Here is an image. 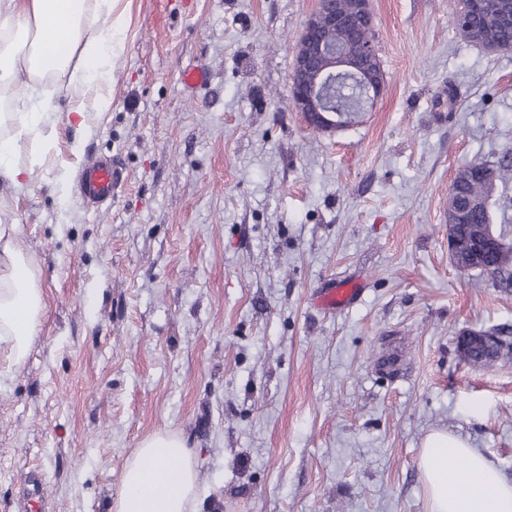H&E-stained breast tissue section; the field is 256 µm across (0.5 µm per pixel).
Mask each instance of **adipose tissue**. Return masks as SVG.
Returning a JSON list of instances; mask_svg holds the SVG:
<instances>
[{
    "mask_svg": "<svg viewBox=\"0 0 512 512\" xmlns=\"http://www.w3.org/2000/svg\"><path fill=\"white\" fill-rule=\"evenodd\" d=\"M118 0H0V93L24 87L0 134V175L27 186L56 132L59 79L70 100L95 94L98 111L111 105L102 86L120 53L125 16ZM16 224L0 225V369L21 367L46 316L38 273L20 245ZM419 469L430 512H512V481L461 435L431 432ZM198 493L194 454L186 441L161 431L141 441L123 464L112 512H193Z\"/></svg>",
    "mask_w": 512,
    "mask_h": 512,
    "instance_id": "adipose-tissue-1",
    "label": "adipose tissue"
}]
</instances>
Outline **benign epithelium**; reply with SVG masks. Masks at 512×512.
Instances as JSON below:
<instances>
[{"mask_svg": "<svg viewBox=\"0 0 512 512\" xmlns=\"http://www.w3.org/2000/svg\"><path fill=\"white\" fill-rule=\"evenodd\" d=\"M359 12L347 16L336 11L334 0H318V6L304 24L300 39L294 48L290 99L310 127L329 131L347 123L348 114L335 108L328 100L326 90L332 79L341 74L353 75L363 91V103L375 100L384 87L382 70L373 65L376 57L373 44L362 48L358 56H350L344 47L331 45L323 31L335 29L349 41L357 40L366 27L373 26L369 0H358ZM476 246L463 247L457 239L454 224H448V252L453 264L474 262L482 256L479 245L495 246L500 239L493 225L484 224L476 235Z\"/></svg>", "mask_w": 512, "mask_h": 512, "instance_id": "7a95c632", "label": "benign epithelium"}]
</instances>
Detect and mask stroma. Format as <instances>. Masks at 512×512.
<instances>
[{"label": "stroma", "mask_w": 512, "mask_h": 512, "mask_svg": "<svg viewBox=\"0 0 512 512\" xmlns=\"http://www.w3.org/2000/svg\"><path fill=\"white\" fill-rule=\"evenodd\" d=\"M120 7L109 111L57 94L29 188L0 181L47 305L0 379V512H25L34 473L43 512H110L162 430L195 455L196 512H429L434 430L512 480V361L456 349L512 335V288L460 276L445 221L455 173L512 152V52L462 39L455 0H371L383 91L317 132L289 93L317 0ZM94 156L126 173L101 212L55 182ZM337 280L359 296L321 308Z\"/></svg>", "instance_id": "stroma-1"}]
</instances>
